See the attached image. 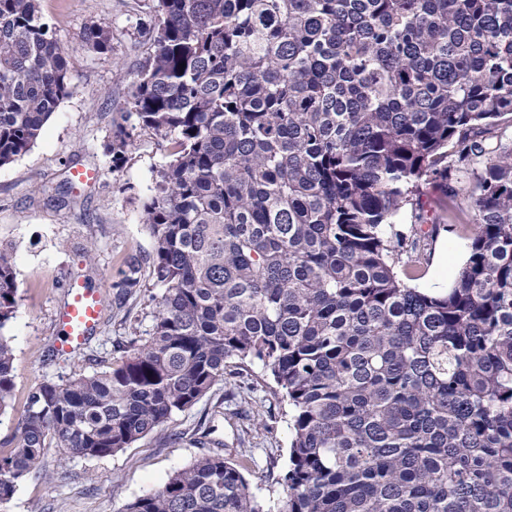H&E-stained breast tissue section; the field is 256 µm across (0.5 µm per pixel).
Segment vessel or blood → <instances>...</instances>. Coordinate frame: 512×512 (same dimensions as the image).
<instances>
[{
  "instance_id": "1",
  "label": "vessel or blood",
  "mask_w": 512,
  "mask_h": 512,
  "mask_svg": "<svg viewBox=\"0 0 512 512\" xmlns=\"http://www.w3.org/2000/svg\"><path fill=\"white\" fill-rule=\"evenodd\" d=\"M102 308L103 299L97 290L87 288L79 279L70 283L67 299L57 311L62 332L55 341L56 355L70 357L78 354L98 328Z\"/></svg>"
}]
</instances>
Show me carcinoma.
<instances>
[{
	"label": "carcinoma",
	"mask_w": 512,
	"mask_h": 512,
	"mask_svg": "<svg viewBox=\"0 0 512 512\" xmlns=\"http://www.w3.org/2000/svg\"><path fill=\"white\" fill-rule=\"evenodd\" d=\"M129 110L173 135L144 224L162 288L147 336L33 391L0 444V507L61 458L112 456L260 363L291 440L266 498L220 452L126 512H512V0H157ZM84 41L112 51L92 21ZM72 93L39 0H0V166ZM469 254L441 293L395 228L450 171ZM17 281L0 250V413Z\"/></svg>",
	"instance_id": "cac0c4a2"
}]
</instances>
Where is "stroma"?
<instances>
[{
	"instance_id": "1",
	"label": "stroma",
	"mask_w": 512,
	"mask_h": 512,
	"mask_svg": "<svg viewBox=\"0 0 512 512\" xmlns=\"http://www.w3.org/2000/svg\"><path fill=\"white\" fill-rule=\"evenodd\" d=\"M40 5L56 39L70 48L73 90L34 146L0 167V247L12 250L18 285L16 314L5 329L14 338L15 388L0 414V440L13 434L34 388L65 382L78 371L106 369L150 330L159 287L146 273L131 294H124L120 283L129 256L151 259L153 239L143 207L174 150L171 138L141 129L127 105L131 85L153 53L155 0H40ZM93 20L108 26L111 53H97L82 41ZM120 129L131 145L116 162L109 145ZM79 165L96 168L98 181L72 183L71 170ZM446 189L441 179L422 187L428 214L437 221L432 242L447 243L453 277L467 257L469 239L463 226L439 220ZM91 242L97 251L90 261L85 248ZM85 277L103 294L100 328L79 354L60 357L53 352L60 334L56 310L70 282ZM258 412L265 425L257 424ZM289 442L288 405L281 393L264 383L261 366L241 371L232 365L198 403L131 448L67 461L58 449H46L38 472L0 512H124L135 498L216 447L245 464L252 488L277 498L284 493L280 478Z\"/></svg>"
}]
</instances>
